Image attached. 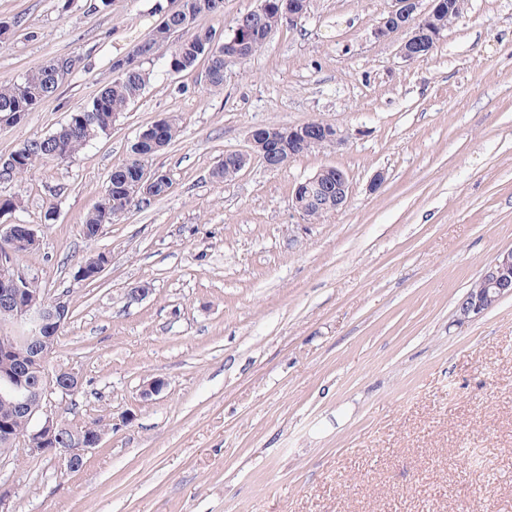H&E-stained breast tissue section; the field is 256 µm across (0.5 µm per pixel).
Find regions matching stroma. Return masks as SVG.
<instances>
[{
	"instance_id": "1",
	"label": "stroma",
	"mask_w": 512,
	"mask_h": 512,
	"mask_svg": "<svg viewBox=\"0 0 512 512\" xmlns=\"http://www.w3.org/2000/svg\"><path fill=\"white\" fill-rule=\"evenodd\" d=\"M0 0V82L59 55L84 65L19 123L0 158L51 133L111 79L171 0ZM389 0H310L207 89L206 59L145 65L144 94L72 159L0 183V217L41 239L22 260L72 316L52 366L60 402L106 433L83 468L0 465L16 512H512V296L457 325L459 299L512 248V0H469L427 59L376 37ZM181 134L150 159L168 192L95 239L80 226L141 131ZM346 134L278 170L245 152L257 126ZM343 170L346 206L301 223L295 185ZM383 175L373 187L375 175ZM109 263L92 283L75 273ZM150 292L128 303L131 288ZM165 388L144 400V382Z\"/></svg>"
}]
</instances>
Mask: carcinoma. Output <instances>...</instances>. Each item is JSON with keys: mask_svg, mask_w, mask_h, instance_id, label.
<instances>
[{"mask_svg": "<svg viewBox=\"0 0 512 512\" xmlns=\"http://www.w3.org/2000/svg\"><path fill=\"white\" fill-rule=\"evenodd\" d=\"M283 9V0H265L259 14L237 18L232 27L233 35L218 41L216 30L203 25L201 19L222 13L224 5L217 4V0H184L182 13L166 16L146 38L132 47L130 54L113 60L112 79L90 104L70 113L49 135L27 142L8 156L15 162L11 180L27 176L41 162H65L90 141L107 133L145 90L150 76L143 63L159 48H170L168 66L176 73L191 68L199 58H206L208 85L224 86V51L234 50L232 42L235 40L247 43V52L241 57L243 62L261 51L270 36L286 24ZM80 63L79 57H53L29 70L20 81L0 84V120L21 122L52 96L64 77ZM177 133L176 119L171 117L161 120L160 126H150L139 133L130 148L131 159L112 169L99 203L81 224V232L87 239H94L104 225L118 220L135 205L128 196L135 174L144 171L145 162L170 145ZM237 156L236 152L225 154L216 175L227 178L237 174L240 171Z\"/></svg>", "mask_w": 512, "mask_h": 512, "instance_id": "1", "label": "carcinoma"}]
</instances>
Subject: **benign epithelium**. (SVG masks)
<instances>
[{"mask_svg": "<svg viewBox=\"0 0 512 512\" xmlns=\"http://www.w3.org/2000/svg\"><path fill=\"white\" fill-rule=\"evenodd\" d=\"M288 24L300 20L308 11L310 0H286ZM391 5L375 30L379 38L400 32L408 36L399 46L406 61L421 60L443 37L444 21H454L458 8L454 0H430L421 9L422 0H390ZM282 130L278 126H259L250 130V151L239 154L241 167L259 158L265 167H283ZM344 140L339 128L317 121L312 128L301 124L288 128V141L305 150ZM324 170L298 183L292 193V206L300 219L310 223L313 208L329 213L343 208L349 198L346 174L336 170L330 189L321 185ZM0 236L11 240L22 251L39 246V237L29 224L0 226ZM38 277L31 269L13 259L0 261V312L10 315L13 329L0 338V400L9 403L10 413L0 417V454L13 452L23 457H51L73 469L84 465L86 454L97 447L103 431L85 436L72 425L63 424L56 411V399H66L79 392L80 377L69 368L49 369L52 342L69 311L66 293L42 297L29 293L26 285ZM512 295V248L499 252L485 267L478 287L471 288L458 303L457 322L464 325L484 314L494 303ZM29 426L25 436L16 435L14 425Z\"/></svg>", "mask_w": 512, "mask_h": 512, "instance_id": "1", "label": "benign epithelium"}]
</instances>
